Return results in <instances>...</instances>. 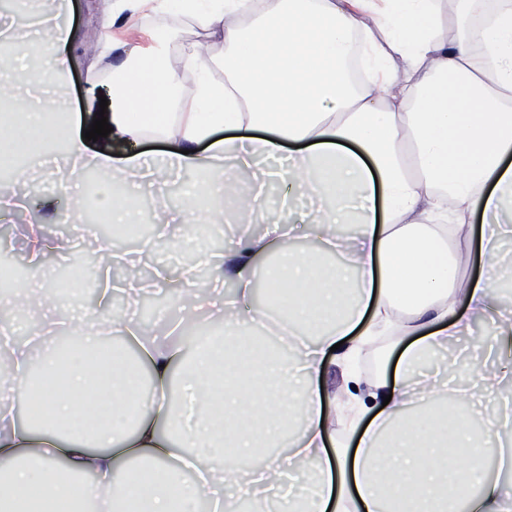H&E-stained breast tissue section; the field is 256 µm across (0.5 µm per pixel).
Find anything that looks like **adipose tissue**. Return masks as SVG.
<instances>
[{"mask_svg": "<svg viewBox=\"0 0 512 512\" xmlns=\"http://www.w3.org/2000/svg\"><path fill=\"white\" fill-rule=\"evenodd\" d=\"M439 3L111 0L112 22L184 10L224 40L223 57L201 53L174 67L165 45L179 30L163 24V45L110 70V140L176 145L122 159L88 152L74 135L65 153L48 154L62 107L45 88L68 73L74 34L44 17L50 36L24 82L0 77V102L19 112L0 121V153L20 161L15 180L46 158L70 196L64 216L47 210L28 224L29 263L75 262L73 251L48 248L44 227L75 224L84 212L74 184L87 164L109 176L98 191L102 223L135 221L113 185L161 195L191 170L199 181L158 233L185 237L203 210L239 233L220 256L201 252L214 269L206 283L187 267L160 266L143 279L135 253L95 238L92 310L136 346L153 382L146 400L138 369L103 354L97 331L80 332V352L52 345L33 355L43 336L76 331L83 309L56 306L41 283L0 285L13 397L29 390L32 368L55 380L30 422L0 405V512H48L55 501L70 512H197L204 500L212 512L242 503L250 512H512V439L499 409L512 391V310L497 305L494 271L512 237V0H459L480 21L451 39ZM216 67L223 81L212 79ZM185 68L198 73L187 88ZM221 128L227 137H217ZM270 160L288 185L275 210L264 206L261 164ZM236 172L253 174L251 192L236 190ZM302 199L318 241L309 254L289 244ZM476 254L484 269L474 275ZM116 269L130 296L176 294L180 320L147 326L109 314ZM258 278L287 289L285 299L255 303ZM23 309L30 319L20 326ZM199 318L220 333L185 347L183 326ZM477 318L492 327L497 358L476 383L422 375L427 358ZM381 330L404 343L393 380L372 383L363 398L324 386L333 345L349 349ZM340 425L353 447L337 446ZM492 438L494 472L482 453ZM261 447L263 462L244 468Z\"/></svg>", "mask_w": 512, "mask_h": 512, "instance_id": "obj_1", "label": "adipose tissue"}]
</instances>
